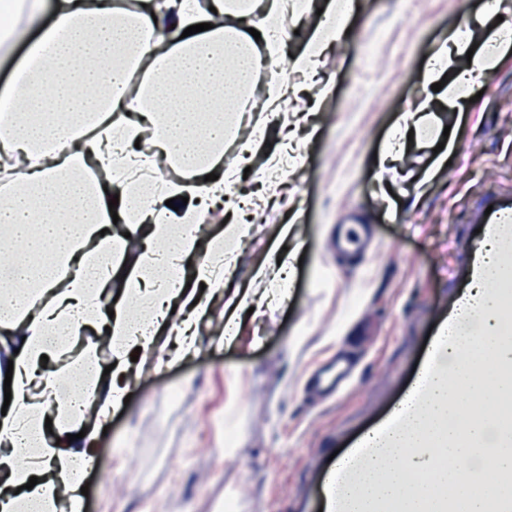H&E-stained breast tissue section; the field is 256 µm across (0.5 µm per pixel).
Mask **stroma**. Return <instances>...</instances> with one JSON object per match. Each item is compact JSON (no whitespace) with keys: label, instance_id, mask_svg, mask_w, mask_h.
<instances>
[{"label":"stroma","instance_id":"1","mask_svg":"<svg viewBox=\"0 0 512 512\" xmlns=\"http://www.w3.org/2000/svg\"><path fill=\"white\" fill-rule=\"evenodd\" d=\"M346 47L310 75H292L302 99L280 113L244 119L224 146L241 176L231 199L248 197L257 231L236 250L233 285L282 247L298 248L286 301L244 316L223 342L224 304L201 323L195 355L157 370L139 356L141 377L98 437L100 471L88 475L86 512H302L312 478L331 454L401 403L442 318L460 290L475 239L468 215L484 195L512 192V52L472 86L462 110L433 109L436 132L456 144L437 165L434 144L413 142L402 164L380 170L378 152L422 93L432 52L462 20L479 26L486 0H354ZM265 140L249 161L239 148L255 125ZM293 152L277 191L261 176L272 154ZM373 227L370 252L355 260L330 250L350 216ZM292 229H285V222ZM354 363L356 381L320 400L308 381L332 353Z\"/></svg>","mask_w":512,"mask_h":512}]
</instances>
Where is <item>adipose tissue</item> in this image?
<instances>
[{
    "mask_svg": "<svg viewBox=\"0 0 512 512\" xmlns=\"http://www.w3.org/2000/svg\"><path fill=\"white\" fill-rule=\"evenodd\" d=\"M287 10V0H143L135 10L124 0H16L0 29V64L16 63L0 91V241L21 246L0 268V334L19 349L0 415V512H83L76 470L138 374L131 351L153 353L164 368L197 350L214 298L224 300L228 331L256 306L255 293L225 289L234 254L224 243L248 239L252 224L225 225L203 246L192 227L232 183L224 146L256 84L258 44L275 56L288 39ZM351 21L350 8L328 0L293 71L347 45ZM200 23L205 31L186 35ZM484 24L479 35L467 23L454 29L424 74L430 86L447 75L460 87L449 107H463L512 48V25L496 9ZM462 57L466 67L449 72ZM435 97L430 89L400 116L381 163L399 161L408 136L431 139ZM18 101L23 110L10 111ZM183 196L186 205L168 207ZM115 218L127 235L106 233ZM189 261L195 282L174 278ZM116 280L136 294L107 312ZM90 329L113 369L97 342L81 343Z\"/></svg>",
    "mask_w": 512,
    "mask_h": 512,
    "instance_id": "adipose-tissue-1",
    "label": "adipose tissue"
}]
</instances>
